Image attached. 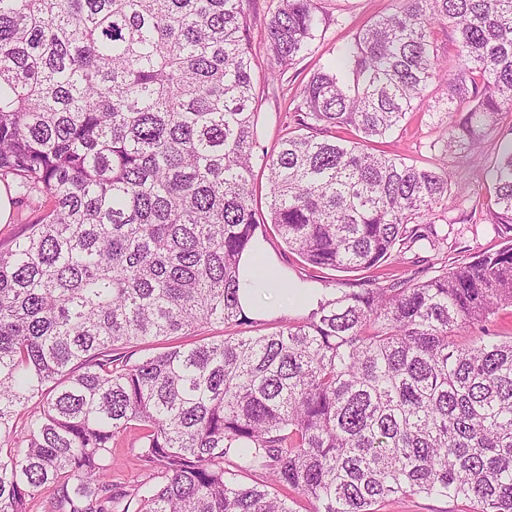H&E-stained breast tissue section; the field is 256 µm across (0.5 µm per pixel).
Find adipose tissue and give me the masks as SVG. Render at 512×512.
<instances>
[{
	"label": "adipose tissue",
	"mask_w": 512,
	"mask_h": 512,
	"mask_svg": "<svg viewBox=\"0 0 512 512\" xmlns=\"http://www.w3.org/2000/svg\"><path fill=\"white\" fill-rule=\"evenodd\" d=\"M240 306L245 315L267 319L288 314L300 307L313 308L322 299L316 289L282 286L263 243H255L240 263Z\"/></svg>",
	"instance_id": "ef3b65f1"
}]
</instances>
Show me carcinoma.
Segmentation results:
<instances>
[{"label":"carcinoma","instance_id":"cac0c4a2","mask_svg":"<svg viewBox=\"0 0 512 512\" xmlns=\"http://www.w3.org/2000/svg\"><path fill=\"white\" fill-rule=\"evenodd\" d=\"M250 2L0 0V182L47 206L0 242V512L49 489L50 512H295L296 494L313 512L420 494L512 512V336L483 331L512 309V138L484 202L499 250L338 291L268 333L238 302L268 224L317 269L433 244L448 174L369 144L414 112L448 114L444 155L497 128L512 0H397L311 74L260 156ZM273 2L265 82L332 23L321 0ZM214 325L233 332L138 355ZM131 426L147 477L120 492L109 461Z\"/></svg>","mask_w":512,"mask_h":512}]
</instances>
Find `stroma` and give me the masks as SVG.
Returning a JSON list of instances; mask_svg holds the SVG:
<instances>
[{"instance_id": "35a3bbf8", "label": "stroma", "mask_w": 512, "mask_h": 512, "mask_svg": "<svg viewBox=\"0 0 512 512\" xmlns=\"http://www.w3.org/2000/svg\"><path fill=\"white\" fill-rule=\"evenodd\" d=\"M395 5L396 0H323L325 10L335 20L325 40L315 52L293 65L283 80L276 82L274 89L263 90L261 94L260 144L263 149L272 150L283 135L287 111L293 108L311 72L335 53L337 46L348 42L359 28L377 14L392 11ZM447 126L446 114L418 112L402 129L379 145L380 150L403 155L408 162L447 168L450 195L447 209L439 212L435 219L437 241L434 247L405 252L367 272L316 271L288 252L278 237L267 235L264 243L278 267L287 269L289 282L330 291H352L384 285L387 277L392 275L424 281L474 253L492 252L503 247L502 235L489 223L483 210L476 207L490 182L489 172L497 157L498 135L490 133L471 154L451 155L444 159L439 152L431 150L430 145L443 135ZM136 438V429H126L117 435L112 450V479L124 489L142 476L134 449Z\"/></svg>"}]
</instances>
